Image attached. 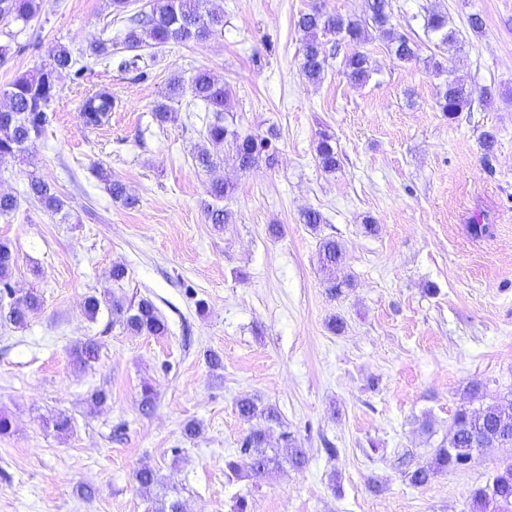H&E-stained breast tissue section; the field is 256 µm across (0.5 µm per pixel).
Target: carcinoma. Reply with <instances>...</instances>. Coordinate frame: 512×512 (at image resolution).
Listing matches in <instances>:
<instances>
[{
	"label": "carcinoma",
	"mask_w": 512,
	"mask_h": 512,
	"mask_svg": "<svg viewBox=\"0 0 512 512\" xmlns=\"http://www.w3.org/2000/svg\"><path fill=\"white\" fill-rule=\"evenodd\" d=\"M207 2L209 0H164L148 12L139 10L128 15L123 45L134 52V55L122 59L118 69L142 74L147 66L140 65L143 56L137 50L143 47L162 48L203 42L222 30L224 12L208 8ZM40 11L41 0H0V21L25 26ZM367 25L375 28L387 49L399 60L412 63L419 59L417 43L397 32L390 24L389 0H367V16L359 21L343 18L315 6L300 14L297 19V26L304 34L300 62L302 76L310 82L322 80L326 63L325 42L322 37L330 34L359 43ZM424 30L427 35L436 39L440 47L458 41V33L448 27V17L439 13L434 12L426 17ZM87 57L94 63L111 58L112 44L104 40L91 43ZM343 68L349 80L355 84L366 83L374 72L370 56L362 50L346 57ZM88 69L89 65L86 63L77 65V60L73 59L68 48L58 46L52 51V62L48 66L23 74L9 84L4 94L10 98V107L5 111L0 110V163L28 153L50 123L48 107L59 91L57 75L68 71L78 79ZM187 92L192 98L202 101L210 112L202 131L204 144L191 154L193 166L203 172L211 171L217 165L218 150L224 147L231 151L242 172L251 170L261 161L268 166L274 164L277 153L274 144L277 139L275 130L268 129L264 136L243 134L234 124L228 122L231 91L224 82L205 69L196 71L187 81L177 73L171 75L165 94L152 109L158 125L164 126L178 120L176 104L181 102ZM475 96L479 101L488 103L493 98V91L487 87L476 92L469 91L458 81L448 79L438 94L436 107L448 119L454 120L460 112L472 105ZM113 105L112 93L108 91L103 93L98 90L87 94L81 106L83 125L87 128L104 125ZM316 159L325 172L334 173L340 168L335 136L326 130L318 133ZM96 171L107 185L113 200L126 206L137 203L126 184L111 179L102 165H96ZM234 191L235 185L222 179L209 183L207 195L210 201L204 206L208 223L224 225L232 222V212L221 206V202L230 198ZM25 198L39 203L51 214H57L64 208V202L56 189L33 172L28 173ZM318 260L326 274L325 283L331 295L338 296L342 289L352 287L350 280L336 278V268L345 260L344 247L338 240L332 237L322 239ZM16 265L17 258L10 244L1 241L0 302L8 301L7 323L14 329H23L27 327L31 315L42 308L43 301L34 292L16 295L12 284ZM104 302L112 316V323L119 324L123 329L135 335H167L168 326L151 300L142 298L132 304L115 296L103 301L92 294L84 301L90 319L97 318ZM73 357L80 368L92 366L99 359L96 341L90 338L76 345ZM237 409L241 416L258 419L261 424L240 440L236 458L227 462V468L235 476L244 472L249 477L262 478L280 466L278 452L268 448L265 425L281 423V414L275 406L260 405L250 398L238 400ZM283 440L285 447L289 448L288 463L296 469L302 468L306 463L303 449L295 446L287 432L283 434ZM503 445H512V399L488 404L477 412L461 408L455 413L448 427V436L437 446L432 460L415 467L406 476L410 484L423 486L439 473L461 470L464 460L475 450ZM134 480L146 492H151L162 484L158 473L148 466L139 468L134 474ZM490 508L493 512H512V462L504 464L489 483L473 492L472 512H488ZM147 512H183V506L178 497L164 492L151 498V506Z\"/></svg>",
	"instance_id": "obj_1"
}]
</instances>
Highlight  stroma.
I'll use <instances>...</instances> for the list:
<instances>
[{
	"instance_id": "35a3bbf8",
	"label": "stroma",
	"mask_w": 512,
	"mask_h": 512,
	"mask_svg": "<svg viewBox=\"0 0 512 512\" xmlns=\"http://www.w3.org/2000/svg\"><path fill=\"white\" fill-rule=\"evenodd\" d=\"M312 2L213 0L222 33L159 50L147 76L108 61L78 81L62 75L28 164H0V192L22 194L32 168L65 202L61 218L32 201L0 218V241L18 257L16 290L43 299L25 329L0 324V412L12 420L0 436V512H147L133 480L144 466L177 488L185 512H232L241 497L249 512H471L472 492L512 461V447L491 448L421 487L405 476L430 460L461 407L512 396V0H390L392 24L417 40L420 59L398 60L368 29L362 49L376 72L363 85L343 72L353 45L331 35L321 82L300 76L295 21ZM432 9L447 13L457 44L428 41ZM474 13L484 21L477 34ZM125 27L112 0H43L28 26L0 22V44L13 49L0 88L49 65L59 45L79 53L109 39L122 50ZM433 57L466 88L490 87L492 102L445 118ZM200 69L230 88L243 131L278 130L274 166L242 172L228 156L213 173L194 168L206 111L192 97L176 123L156 124L170 74ZM102 86L115 107L90 130L80 107ZM324 129L342 160L333 174L316 162ZM487 131L497 139L488 165ZM98 163L127 184L135 207L112 200ZM214 177L236 185L225 202L234 219L221 229L201 206ZM310 208L325 224L301 223ZM477 222L486 236L472 234ZM271 224L281 235H269ZM328 236L346 249L337 278L352 282L338 297L318 262ZM119 264L126 276L115 282ZM90 294L151 299L168 335L131 334L104 310L89 319ZM335 317L342 332L330 329ZM89 337L100 358L81 370L71 352ZM210 350L221 369L207 364ZM474 382L483 401L466 398ZM146 383L156 394L147 412ZM100 388L108 402L91 406ZM243 397L278 408L269 445L290 432L304 469L228 476L225 462L252 427L236 409ZM59 413L73 421L63 437L43 425ZM190 419L201 425L192 440L182 435ZM81 485L95 497L81 498Z\"/></svg>"
}]
</instances>
